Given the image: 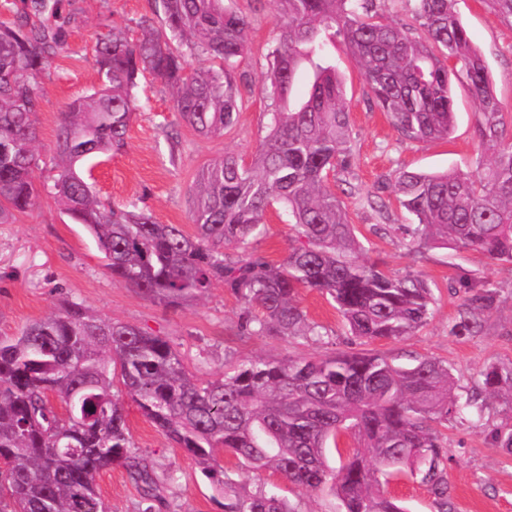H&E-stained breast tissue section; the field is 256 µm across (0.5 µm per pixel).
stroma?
<instances>
[{
    "instance_id": "obj_1",
    "label": "stroma",
    "mask_w": 512,
    "mask_h": 512,
    "mask_svg": "<svg viewBox=\"0 0 512 512\" xmlns=\"http://www.w3.org/2000/svg\"><path fill=\"white\" fill-rule=\"evenodd\" d=\"M223 3L254 18L248 31L249 52L237 68L242 107L236 123L214 137L199 135L175 112L171 88L144 74L138 76L134 89L137 110L124 148L83 167L84 177L101 198L145 211L161 224L183 225L189 232L194 229L191 196L202 169L227 152L251 160L274 110L253 80L267 71L277 45L278 4L276 0ZM456 9L489 67L505 117L511 121L512 21L496 15L485 0H457ZM145 18L163 29L156 0H61L57 23L65 31V42L37 78L39 161L32 172L37 205L17 215L13 223L0 224V337L19 334L69 299L96 315L166 338L204 380L220 377L225 365L259 357L285 361L348 349L334 302L314 288L301 289L298 296L308 320L320 327V336L310 338L242 334L240 305L220 284L183 308L157 305L113 279L94 240L64 212L54 190L58 167L53 145L61 113L70 100L93 93L100 83L94 52L97 39L116 27L136 35L139 21ZM325 56L343 73L350 102L349 164L331 173L330 183L339 189L350 213L361 246L359 256L379 261L396 275H418L432 290L423 326L399 341L369 343L368 349L443 360L462 390H470L486 363L512 364V265L475 251H415L401 229L408 215L393 183L403 170L476 168L483 159L474 132L477 103L465 85L455 84L452 135L412 143L369 99L365 74L352 61L346 44L333 41ZM295 239L288 216L272 209L266 215L265 232L252 240L250 248L279 262ZM465 275L487 280L498 291V303L477 336L449 332L460 302L455 285ZM123 405L133 441L149 462L162 498L154 512H224V496L203 475L200 464L159 431L135 403L127 399ZM509 426L512 410L498 403L480 413L464 411L449 423L445 468L452 512H512V453L493 447L490 438L496 429ZM247 483L285 496L296 512H338L337 501L327 493L297 487L267 472L250 475ZM96 487L109 512H144L148 506L140 485L123 467L101 471Z\"/></svg>"
}]
</instances>
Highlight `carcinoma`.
<instances>
[{
  "label": "carcinoma",
  "instance_id": "cac0c4a2",
  "mask_svg": "<svg viewBox=\"0 0 512 512\" xmlns=\"http://www.w3.org/2000/svg\"><path fill=\"white\" fill-rule=\"evenodd\" d=\"M25 2L27 11L0 22V224L35 207L36 77L64 43L62 27L51 20L60 0ZM405 2L421 37L410 25L383 20L376 0H277L279 46L258 83L278 112L250 163L226 153L202 171L192 235L107 205L78 165L122 149L137 108L133 88L145 72L174 89L176 111L196 132L221 135L233 126L241 108L234 70L249 51L251 20L222 0H159L171 36L193 38L205 59L220 62L217 69L192 66L146 20L136 39L114 31L99 41V87L61 113L55 189L104 254L112 278L174 309L221 283L240 302V329L248 335L318 334L298 305L302 288L328 295L361 344L400 340L426 322L431 288L413 274L393 276L377 261L358 259L354 225L328 182L350 153V105L340 74L323 57L326 42L338 37L364 69L369 97L408 141L448 138L453 83L468 87L485 160L474 170L403 171L394 190L414 225V247L472 250L512 264V135L489 67L455 0ZM305 70L310 87L296 101L293 89ZM276 205L292 217L298 240L278 264L247 250ZM230 248L243 254L231 257ZM458 285L463 296L449 332L473 336L483 330L496 291L469 276ZM117 377L155 427L203 465L224 494V512H294L286 498L262 487L249 491L238 478L259 471L310 491L329 489L340 512H406L380 487V477L405 474L448 512L441 428L466 409L482 413L495 397L512 405V365H485L463 400L443 361L413 354L257 359L201 382L165 338L66 300L19 335L0 337V512H106L95 478L115 464L140 484L145 500L157 498L152 469L115 398ZM343 433L356 446L336 467L329 456ZM223 451L241 471L215 468Z\"/></svg>",
  "mask_w": 512,
  "mask_h": 512
}]
</instances>
